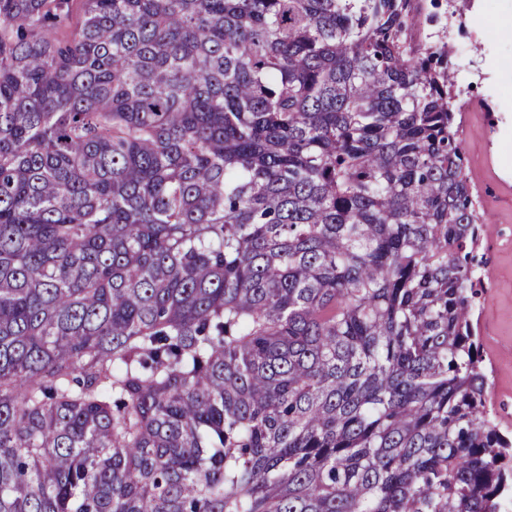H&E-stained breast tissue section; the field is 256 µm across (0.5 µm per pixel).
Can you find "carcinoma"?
<instances>
[{
  "mask_svg": "<svg viewBox=\"0 0 512 512\" xmlns=\"http://www.w3.org/2000/svg\"><path fill=\"white\" fill-rule=\"evenodd\" d=\"M437 0H0V512H503Z\"/></svg>",
  "mask_w": 512,
  "mask_h": 512,
  "instance_id": "carcinoma-1",
  "label": "carcinoma"
}]
</instances>
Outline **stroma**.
<instances>
[{
    "label": "stroma",
    "instance_id": "obj_1",
    "mask_svg": "<svg viewBox=\"0 0 512 512\" xmlns=\"http://www.w3.org/2000/svg\"><path fill=\"white\" fill-rule=\"evenodd\" d=\"M481 33L451 34V62L466 103L462 146L472 182L483 197V248L489 278L476 308L489 378L488 394L502 430L512 432V112L489 127L484 105L512 102V39L496 34L498 22L512 19V0H469Z\"/></svg>",
    "mask_w": 512,
    "mask_h": 512
}]
</instances>
